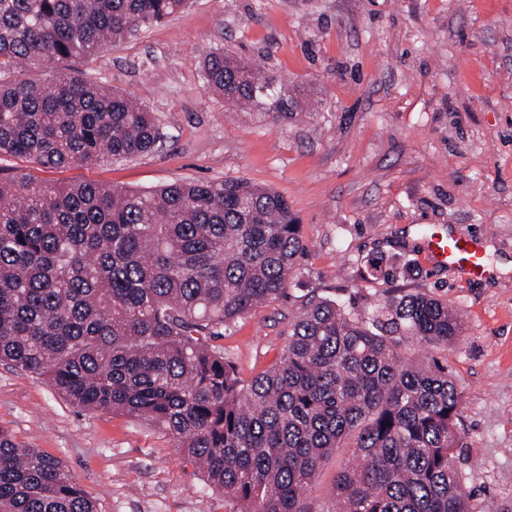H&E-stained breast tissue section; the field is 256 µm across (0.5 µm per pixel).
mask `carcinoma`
Returning a JSON list of instances; mask_svg holds the SVG:
<instances>
[{"label": "carcinoma", "instance_id": "1", "mask_svg": "<svg viewBox=\"0 0 512 512\" xmlns=\"http://www.w3.org/2000/svg\"><path fill=\"white\" fill-rule=\"evenodd\" d=\"M184 5L0 0V161L60 169L154 150V113L78 65ZM27 62L52 82L16 76ZM204 79L230 107L263 89L220 51ZM304 250L287 200L245 179L117 190L0 167V362L83 411L152 423L232 512H305L347 439L356 461L336 478L337 512H471L457 384L438 358L402 352L460 342L448 302L403 293L357 309L313 295L267 370L244 381L224 362V327L283 296ZM412 271L366 261L372 280ZM0 512L96 510L58 458L0 428Z\"/></svg>", "mask_w": 512, "mask_h": 512}]
</instances>
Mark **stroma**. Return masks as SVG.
Instances as JSON below:
<instances>
[{"instance_id":"stroma-1","label":"stroma","mask_w":512,"mask_h":512,"mask_svg":"<svg viewBox=\"0 0 512 512\" xmlns=\"http://www.w3.org/2000/svg\"><path fill=\"white\" fill-rule=\"evenodd\" d=\"M218 49L259 71L268 92L257 104L232 108L207 90L203 61ZM84 71L146 104L162 144L98 165L14 167L47 184L241 178L281 194L306 249L285 295L220 340L244 380L279 358L303 295L448 301L463 323L444 357L461 399L458 467L471 510L512 512V0H190ZM282 96L294 117L279 116ZM432 231L484 237L493 276L463 281L427 266ZM377 255L414 272L364 278ZM0 427L59 457L97 512H227L162 431L79 410L3 364ZM351 454L340 448L322 463L308 512H336V477Z\"/></svg>"}]
</instances>
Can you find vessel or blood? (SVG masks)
<instances>
[{
    "label": "vessel or blood",
    "mask_w": 512,
    "mask_h": 512,
    "mask_svg": "<svg viewBox=\"0 0 512 512\" xmlns=\"http://www.w3.org/2000/svg\"><path fill=\"white\" fill-rule=\"evenodd\" d=\"M424 255L429 265L453 269L466 279H482L489 275L484 260V240L480 237H433L426 242Z\"/></svg>",
    "instance_id": "obj_1"
}]
</instances>
